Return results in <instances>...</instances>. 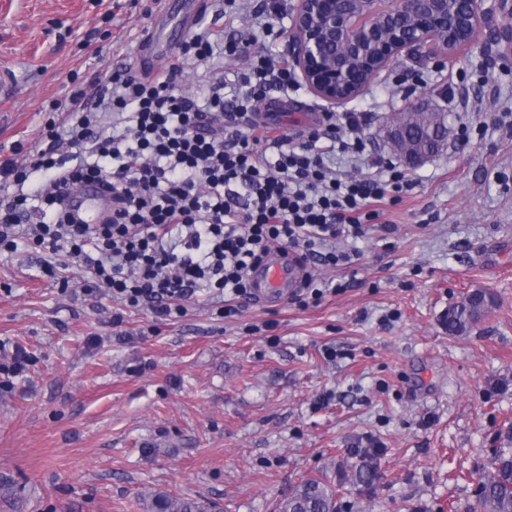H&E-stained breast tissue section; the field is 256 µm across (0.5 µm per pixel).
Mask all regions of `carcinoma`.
Listing matches in <instances>:
<instances>
[{
  "instance_id": "1",
  "label": "carcinoma",
  "mask_w": 512,
  "mask_h": 512,
  "mask_svg": "<svg viewBox=\"0 0 512 512\" xmlns=\"http://www.w3.org/2000/svg\"><path fill=\"white\" fill-rule=\"evenodd\" d=\"M496 305L495 295L487 289H475L461 301L448 307L444 327L448 334L468 333ZM501 446L493 449L494 463L489 471L475 478V504L472 512H512V426L499 436ZM379 448H353L351 460L338 465L336 482L308 478L281 499L276 512H341L339 493L346 485L369 491L378 476ZM214 506L196 499L157 495L150 512H213Z\"/></svg>"
}]
</instances>
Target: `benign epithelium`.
<instances>
[{
    "mask_svg": "<svg viewBox=\"0 0 512 512\" xmlns=\"http://www.w3.org/2000/svg\"><path fill=\"white\" fill-rule=\"evenodd\" d=\"M496 16H512V0H296L290 13L291 63L309 90L330 105L360 96L402 55L452 57L482 42L498 47L496 60H512V26L489 30ZM417 109L393 112L382 138L402 165L412 168L430 154L404 130Z\"/></svg>",
    "mask_w": 512,
    "mask_h": 512,
    "instance_id": "7a95c632",
    "label": "benign epithelium"
}]
</instances>
